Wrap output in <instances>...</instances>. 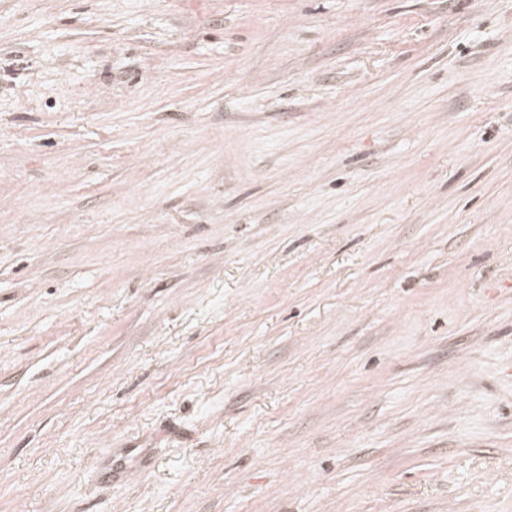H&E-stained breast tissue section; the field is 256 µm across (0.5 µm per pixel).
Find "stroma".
I'll return each mask as SVG.
<instances>
[{
	"label": "stroma",
	"instance_id": "stroma-1",
	"mask_svg": "<svg viewBox=\"0 0 512 512\" xmlns=\"http://www.w3.org/2000/svg\"><path fill=\"white\" fill-rule=\"evenodd\" d=\"M0 512H512V0H0Z\"/></svg>",
	"mask_w": 512,
	"mask_h": 512
}]
</instances>
